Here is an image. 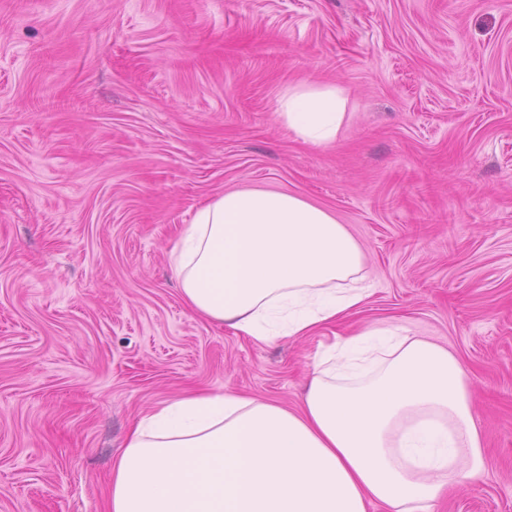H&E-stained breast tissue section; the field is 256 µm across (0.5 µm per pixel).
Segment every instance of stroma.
Returning a JSON list of instances; mask_svg holds the SVG:
<instances>
[{"mask_svg": "<svg viewBox=\"0 0 512 512\" xmlns=\"http://www.w3.org/2000/svg\"><path fill=\"white\" fill-rule=\"evenodd\" d=\"M345 90L329 147L279 118ZM346 226L371 295L256 343L168 254L217 195ZM448 348L483 440L435 512H512V0H0V512H105L132 421L188 390L297 408L333 334Z\"/></svg>", "mask_w": 512, "mask_h": 512, "instance_id": "stroma-1", "label": "stroma"}]
</instances>
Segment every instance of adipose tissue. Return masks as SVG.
I'll list each match as a JSON object with an SVG mask.
<instances>
[{
  "instance_id": "obj_1",
  "label": "adipose tissue",
  "mask_w": 512,
  "mask_h": 512,
  "mask_svg": "<svg viewBox=\"0 0 512 512\" xmlns=\"http://www.w3.org/2000/svg\"><path fill=\"white\" fill-rule=\"evenodd\" d=\"M336 86L302 87L279 114L326 146L346 117ZM188 309L260 343L306 336L364 303L363 252L325 209L284 192L221 194L169 252ZM483 471L465 374L447 348L367 325L319 354L299 409L188 393L130 428L105 512H433Z\"/></svg>"
}]
</instances>
